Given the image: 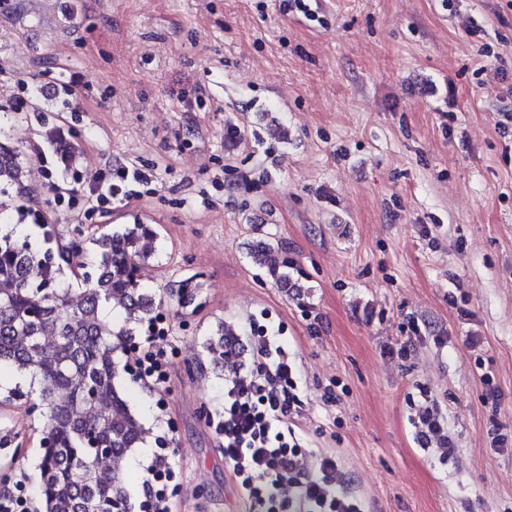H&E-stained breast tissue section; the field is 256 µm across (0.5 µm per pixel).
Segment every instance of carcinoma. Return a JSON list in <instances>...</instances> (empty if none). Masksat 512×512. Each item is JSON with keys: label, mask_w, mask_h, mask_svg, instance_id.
<instances>
[{"label": "carcinoma", "mask_w": 512, "mask_h": 512, "mask_svg": "<svg viewBox=\"0 0 512 512\" xmlns=\"http://www.w3.org/2000/svg\"><path fill=\"white\" fill-rule=\"evenodd\" d=\"M27 173L22 153L0 143V190L13 188L25 198ZM156 239L153 225L137 220L91 237L90 249L70 245L55 254L0 229V368L6 364L39 387L42 434L49 441L39 464L44 512H131L122 462L150 431L118 384L126 371L118 352L158 307L139 275ZM252 257L275 280L290 281L292 264L272 244L256 242ZM76 259L95 270L77 300L65 284V269ZM202 288L192 275L173 285L169 297L188 306ZM107 304L124 312L123 325L102 316ZM204 349L211 368L224 372L226 360L236 356L234 333L218 322ZM88 389L96 394L92 402L85 398ZM91 436L109 454L88 447Z\"/></svg>", "instance_id": "obj_1"}]
</instances>
